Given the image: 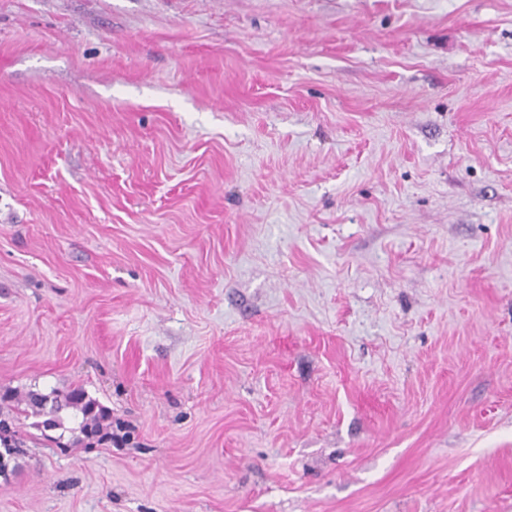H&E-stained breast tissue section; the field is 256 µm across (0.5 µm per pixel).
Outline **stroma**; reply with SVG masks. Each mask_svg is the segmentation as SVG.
<instances>
[{"instance_id": "1", "label": "stroma", "mask_w": 512, "mask_h": 512, "mask_svg": "<svg viewBox=\"0 0 512 512\" xmlns=\"http://www.w3.org/2000/svg\"><path fill=\"white\" fill-rule=\"evenodd\" d=\"M0 411V512H512V0H0ZM64 398L65 402L61 407L58 408V411L62 410L63 408H72L78 410L82 414V432L86 436H95L98 434L102 414H97L94 412L95 402L90 399L86 401L85 394L79 391H73L69 394H66Z\"/></svg>"}]
</instances>
